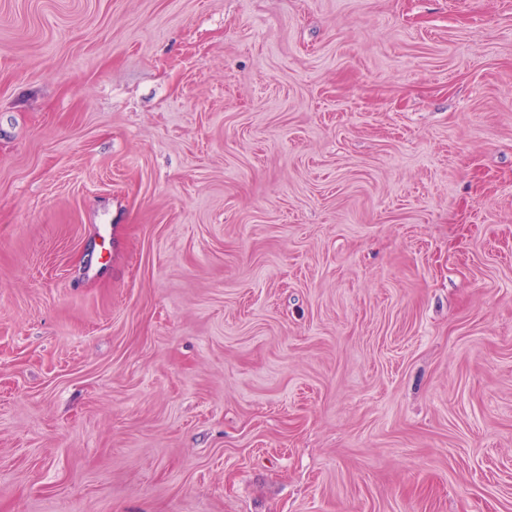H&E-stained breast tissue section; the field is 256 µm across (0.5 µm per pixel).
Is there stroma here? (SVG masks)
Returning <instances> with one entry per match:
<instances>
[{
	"label": "stroma",
	"instance_id": "35a3bbf8",
	"mask_svg": "<svg viewBox=\"0 0 512 512\" xmlns=\"http://www.w3.org/2000/svg\"><path fill=\"white\" fill-rule=\"evenodd\" d=\"M0 512H512V0H0Z\"/></svg>",
	"mask_w": 512,
	"mask_h": 512
}]
</instances>
